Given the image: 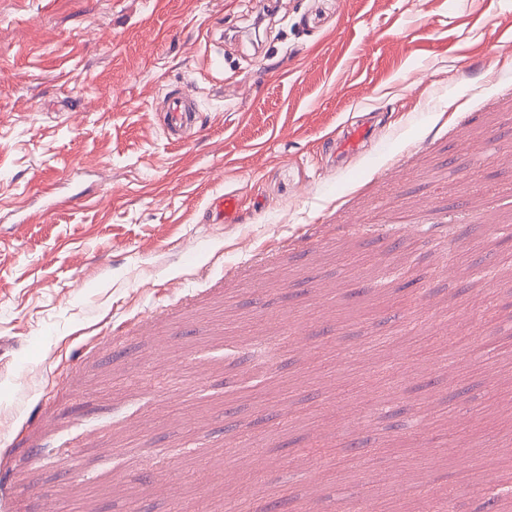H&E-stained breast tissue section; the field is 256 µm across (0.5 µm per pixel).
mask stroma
I'll use <instances>...</instances> for the list:
<instances>
[{
	"label": "stroma",
	"instance_id": "stroma-1",
	"mask_svg": "<svg viewBox=\"0 0 512 512\" xmlns=\"http://www.w3.org/2000/svg\"><path fill=\"white\" fill-rule=\"evenodd\" d=\"M182 86L200 122L174 143ZM224 194L238 222L209 223ZM506 226L512 0H0V512H225L258 482L279 512L391 486L405 512L415 483L470 512L512 467ZM406 284L425 331L475 348L473 382L475 357L391 341L404 311L378 288ZM387 356L404 402L368 420ZM461 414L488 467L449 445ZM367 439L384 450L346 485L304 454ZM163 112L164 133L174 141L183 140L184 134L200 119L194 98L186 88L168 94ZM372 134L368 121L350 125L343 137L336 143V154L340 158L358 153Z\"/></svg>",
	"mask_w": 512,
	"mask_h": 512
}]
</instances>
